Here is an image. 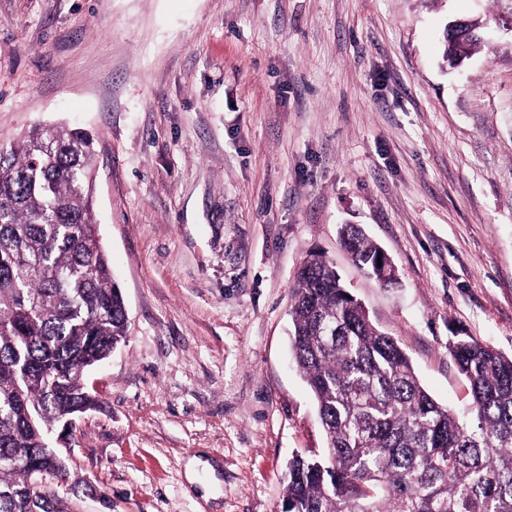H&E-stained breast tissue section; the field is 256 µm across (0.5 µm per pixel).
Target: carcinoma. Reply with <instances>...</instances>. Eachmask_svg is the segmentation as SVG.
<instances>
[{"mask_svg": "<svg viewBox=\"0 0 512 512\" xmlns=\"http://www.w3.org/2000/svg\"><path fill=\"white\" fill-rule=\"evenodd\" d=\"M485 21L444 32L468 56ZM95 149L79 128L37 125L0 146V512H74L34 473L69 483L52 427L99 407L81 369L125 339L127 309L93 207ZM341 246L383 284L393 268L360 230ZM290 345L326 437L288 466V512H512V357L470 337L448 351L470 386V422L423 388L334 267L313 254L292 289Z\"/></svg>", "mask_w": 512, "mask_h": 512, "instance_id": "carcinoma-1", "label": "carcinoma"}]
</instances>
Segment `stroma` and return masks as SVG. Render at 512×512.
Returning <instances> with one entry per match:
<instances>
[{
    "label": "stroma",
    "instance_id": "obj_1",
    "mask_svg": "<svg viewBox=\"0 0 512 512\" xmlns=\"http://www.w3.org/2000/svg\"><path fill=\"white\" fill-rule=\"evenodd\" d=\"M501 0H0V146L95 137V211L128 311L61 450L82 512H281L326 439L288 345L325 255L431 397L448 344L512 356V32ZM489 20L459 64L452 20ZM357 224L386 286L339 246ZM199 459L197 482L187 465Z\"/></svg>",
    "mask_w": 512,
    "mask_h": 512
}]
</instances>
